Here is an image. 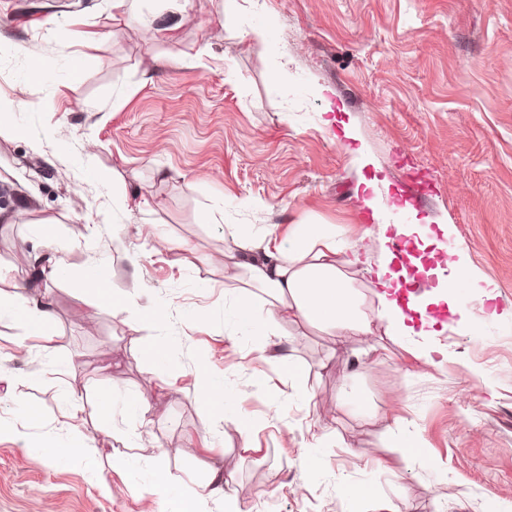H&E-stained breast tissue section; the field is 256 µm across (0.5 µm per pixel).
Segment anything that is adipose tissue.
Here are the masks:
<instances>
[{
	"mask_svg": "<svg viewBox=\"0 0 512 512\" xmlns=\"http://www.w3.org/2000/svg\"><path fill=\"white\" fill-rule=\"evenodd\" d=\"M227 237L239 250L235 267L224 270L225 278L235 276L236 269L246 270L250 280L268 296L265 310H258L252 294L245 289L235 293L234 316L237 325L260 327L262 337L256 343L259 353H266L269 339L278 335L282 323L323 328L348 345L355 336L374 335L376 327H384L392 339L420 337V344L410 347V354L424 366L440 368L437 346L429 342L433 324L425 314L428 306L451 302L448 284L463 282L478 287L479 277L469 264L468 251L459 248L449 252L445 266L433 268L438 285L423 296H402V284L412 282L402 256L386 251L384 257L373 258V244L361 238L346 239L342 227L333 224H295L287 237H255L229 225ZM363 266L368 274L369 288L377 300L375 310L364 311L359 292L354 288L347 270ZM49 293L17 291L0 293V319L20 320L24 338L38 344L46 357H53V336L49 312ZM199 392L207 398L209 419L218 428H233L242 437L255 434L259 426L247 415L226 410L224 383L199 374ZM114 468L132 486L149 482L170 496L171 512H209L210 501L219 499L236 505L232 474L223 464H208L204 488L197 496L185 499L175 491L173 478L167 471L143 470L131 457L116 459Z\"/></svg>",
	"mask_w": 512,
	"mask_h": 512,
	"instance_id": "adipose-tissue-1",
	"label": "adipose tissue"
}]
</instances>
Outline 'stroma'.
<instances>
[{"label":"stroma","instance_id":"obj_1","mask_svg":"<svg viewBox=\"0 0 512 512\" xmlns=\"http://www.w3.org/2000/svg\"><path fill=\"white\" fill-rule=\"evenodd\" d=\"M236 4L240 26L269 27V42L223 28L225 0H191L192 22L152 43L144 21L162 13L160 0H136L123 15L112 0H0V123L28 131L0 136V290L50 293L53 345L72 363L60 379L45 357L17 358L24 329L0 320V366L14 379L0 422L15 424L28 403L40 409L23 436L0 434V512H166L161 491L117 475L107 487L42 453L78 433L98 438L91 409L73 417L61 399L88 387L114 396L113 448L167 466L186 498L201 492L206 462L220 458L243 512H381L402 497L411 512H502L512 504V380L493 399L471 369L512 368V326L482 319L512 304V0ZM202 46L207 56L191 62ZM42 59L55 63L48 83L34 74ZM336 106L372 166L359 167L336 128L323 125ZM364 178L378 179L382 202L424 219L426 248L407 241L424 271L465 246L496 298L455 285L476 334L440 335L452 357L435 371L398 340L387 341L383 361L350 364L333 337L283 324L314 393L308 400L282 366L253 354V332L225 328L224 292L237 283L224 277L223 257L236 252L224 230L239 224L282 238L311 223L344 225L353 240L377 234L357 191ZM126 188L152 211L118 210L113 199ZM216 208L223 222L202 223ZM41 224L53 225V240L39 239ZM446 224L455 228L448 238ZM154 229L178 249L153 252ZM34 255L64 257V275L34 279ZM91 269L133 306L165 313V413L127 412L134 393L157 390L143 352L151 331L132 309L108 304L81 319ZM203 369L227 376L226 403L260 422L251 440L231 429L214 435L198 392ZM346 385L368 418L326 419ZM386 413L409 419L425 456L391 447ZM205 438L214 448L199 462L179 455L187 440ZM312 444L310 473L302 458ZM351 483L370 486L372 500L357 505Z\"/></svg>","mask_w":512,"mask_h":512}]
</instances>
